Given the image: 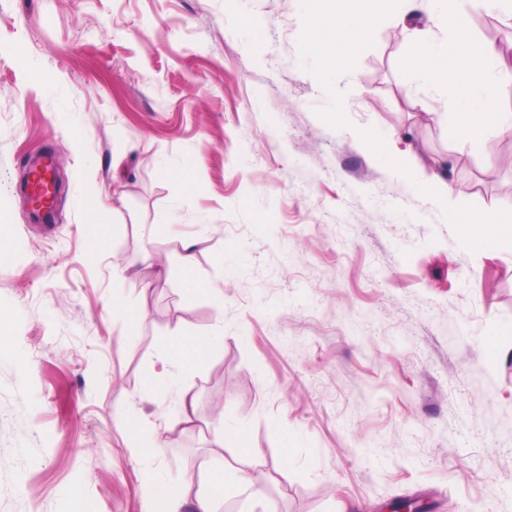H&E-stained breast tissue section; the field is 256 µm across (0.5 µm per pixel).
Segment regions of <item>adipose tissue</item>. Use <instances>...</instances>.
<instances>
[{
  "mask_svg": "<svg viewBox=\"0 0 512 512\" xmlns=\"http://www.w3.org/2000/svg\"><path fill=\"white\" fill-rule=\"evenodd\" d=\"M426 0H321L322 6L310 15L305 52L315 58L328 74L336 72L335 55L321 40L322 35L338 39L344 58L361 49L368 29L378 22H393L408 32L412 41L410 66L425 80L449 97L455 110L452 122L470 152L480 153L490 132L512 131V114L499 104L506 93L496 78V69L506 66L504 53L494 44H474L468 34L462 0H436V14L450 31L448 38L430 40L415 25ZM459 222L467 239L476 247L494 246L502 236H512V224L497 216L461 213ZM224 343L223 329L203 336L182 335L170 346L166 362L176 372L202 367L212 352ZM152 512H215L217 497L223 494L226 475L216 468L206 473L195 497L160 473L146 474Z\"/></svg>",
  "mask_w": 512,
  "mask_h": 512,
  "instance_id": "obj_1",
  "label": "adipose tissue"
}]
</instances>
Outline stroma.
<instances>
[{
  "label": "stroma",
  "instance_id": "1",
  "mask_svg": "<svg viewBox=\"0 0 512 512\" xmlns=\"http://www.w3.org/2000/svg\"><path fill=\"white\" fill-rule=\"evenodd\" d=\"M464 9L475 43H512L506 0ZM306 34L300 0H0V512H148L145 471L192 493L218 462V512H512V240L453 221L512 212V134L463 152L387 27L330 82ZM365 131L450 156L452 209ZM45 149L52 224L21 193ZM187 241L222 304L181 277ZM219 322L202 369L148 391ZM216 398L250 454L211 443ZM363 145L370 153H372L381 163L386 166H395L405 164L404 159H398L386 152L384 140L375 135L370 134L363 138ZM223 326L205 336L180 335L170 346L166 363L177 373H186L202 367L212 352L224 344Z\"/></svg>",
  "mask_w": 512,
  "mask_h": 512
}]
</instances>
